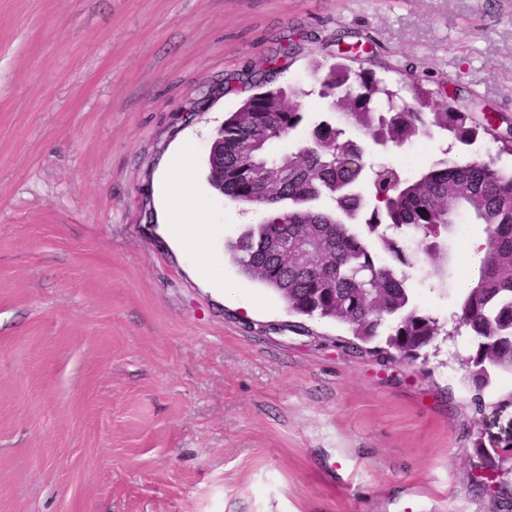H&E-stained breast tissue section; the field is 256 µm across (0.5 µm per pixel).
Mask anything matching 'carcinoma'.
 <instances>
[{"mask_svg":"<svg viewBox=\"0 0 512 512\" xmlns=\"http://www.w3.org/2000/svg\"><path fill=\"white\" fill-rule=\"evenodd\" d=\"M321 69L313 67L318 95L332 99L342 123L330 116L318 121L295 150L277 155L270 146L306 121L304 90L255 93L224 121V182L213 185L263 214L228 249L241 272L274 290L288 313L344 327L361 353L415 361L445 327L411 304L406 234L430 259L426 277L446 288L447 241L460 215H468L484 225L485 253L477 280L461 292L454 324L474 342L466 379L480 392L498 372H512V171L479 153L447 158L416 175L391 163L368 170L363 140L398 147L438 131L470 147L485 134L511 154L512 128L494 129L451 105L426 112L430 93L418 86L420 107L400 105L398 93L371 71L343 63L323 75ZM323 199L334 207L319 206ZM365 210L373 243L348 224ZM312 237L325 248L312 267H301L295 255ZM278 238L288 263L262 265L265 246ZM381 253L391 262L381 261ZM382 336L385 346L367 348Z\"/></svg>","mask_w":512,"mask_h":512,"instance_id":"cac0c4a2","label":"carcinoma"}]
</instances>
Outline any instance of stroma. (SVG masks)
Segmentation results:
<instances>
[{
	"mask_svg": "<svg viewBox=\"0 0 512 512\" xmlns=\"http://www.w3.org/2000/svg\"><path fill=\"white\" fill-rule=\"evenodd\" d=\"M348 49L406 103L512 118V0H0V512H496L473 443L512 448V374L475 393L464 334L359 353L226 250L262 219L207 180L250 73L289 51L272 85L313 121L311 65ZM181 147L198 258L163 232ZM447 148L469 154L438 133L366 152L425 170ZM426 263L408 286L450 323Z\"/></svg>",
	"mask_w": 512,
	"mask_h": 512,
	"instance_id": "1",
	"label": "stroma"
}]
</instances>
